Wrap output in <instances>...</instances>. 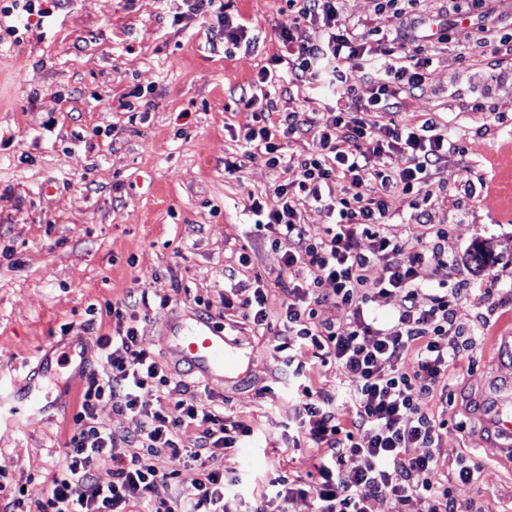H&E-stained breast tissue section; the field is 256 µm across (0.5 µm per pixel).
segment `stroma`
Wrapping results in <instances>:
<instances>
[{"label":"stroma","instance_id":"obj_1","mask_svg":"<svg viewBox=\"0 0 512 512\" xmlns=\"http://www.w3.org/2000/svg\"><path fill=\"white\" fill-rule=\"evenodd\" d=\"M223 2L253 27L251 47L225 53L196 18L170 25L160 0H67L43 26L17 20V41L0 47V386L23 389L40 367L49 393L45 411L0 431V473L31 497L47 487L87 378L66 353L96 359V339L112 331L107 304L140 286L149 306L138 336L165 364L171 397L188 389L253 429L251 447L230 461L236 475L260 488L273 475L313 469L315 449L288 445L293 407L271 348L282 328L279 283L304 272L280 266L271 233L255 229L247 207L298 179L293 158L318 133L289 143L290 162L275 169L243 159L241 138L253 123L241 97L280 53L281 30L300 41L312 31L294 25L283 0ZM379 2L343 0V16L369 31L417 27L432 59L424 91L400 96L398 119L438 114L463 146L436 168L434 183L448 191L428 204L433 221L451 227L444 248L454 265L418 275L466 282L459 317L483 331L451 367L448 406L428 403L448 419L434 454L450 472L462 457L478 463L473 480L454 489L470 512H512V460L484 445L475 415L489 378L512 375L492 346L512 332V127L476 112L472 92L485 86L483 98L512 114V56L464 54L466 20L450 41L428 37L429 23L454 19L448 0H417L399 22ZM135 86L147 89L149 107L132 116L119 100ZM95 127L100 136H91ZM231 157L243 163L228 175ZM481 246L483 266L473 260ZM243 253L267 290L270 328L261 337L224 318V276ZM202 313L225 326L239 353L225 375L187 372L177 357V327Z\"/></svg>","mask_w":512,"mask_h":512}]
</instances>
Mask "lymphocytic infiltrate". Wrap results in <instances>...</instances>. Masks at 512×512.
Here are the masks:
<instances>
[{
    "label": "lymphocytic infiltrate",
    "mask_w": 512,
    "mask_h": 512,
    "mask_svg": "<svg viewBox=\"0 0 512 512\" xmlns=\"http://www.w3.org/2000/svg\"><path fill=\"white\" fill-rule=\"evenodd\" d=\"M48 0H0V45L17 37L11 18L45 19L53 13ZM295 21L311 26L313 36L295 41L291 31L280 33L283 53L274 67L257 73L260 86H274L279 64H287L294 82L322 83L333 97L325 112L281 110L266 98L243 140L244 158L269 168L285 161V146L318 128L316 145L297 159V181L275 188L271 199H253L248 210L256 229L273 232L271 242L286 268L301 267L307 275L283 284L280 317L284 334L277 344L288 370V396L296 421L293 446L317 449L318 462L308 481L278 475L252 490L250 512H288L291 498L308 497L314 512H369L370 500L389 503L404 512L417 500L423 512H461L454 495L456 482H470L478 464L458 460L443 476L432 450L447 424L424 407L433 393H447L448 368L472 346L478 325L460 322L457 301L465 285L430 283L418 268L448 264L443 242L448 227L430 221L426 209H416L415 223L427 233L418 250H407L389 230L387 218L394 195L431 198L432 169L455 151L448 126L438 116L417 123L397 120L395 99L423 90L432 60L415 30L395 32L394 44L370 48L357 25L340 20L339 0H287ZM172 24L189 16L215 24L225 42L248 39L246 25L217 7L216 0H164ZM383 127V138L374 130ZM405 155L404 168L377 169L374 156ZM328 212L331 221L319 236L309 235L301 206ZM369 241L362 249L361 241ZM378 264L377 279L365 271ZM224 307L249 322L254 330L268 324L264 287L243 288L228 274ZM398 292L399 308L388 317L381 299ZM427 302H420V295ZM146 292H129L109 305L113 328L98 337L101 369L92 373L81 396L68 442L50 486L38 499L25 486L8 489L0 482V512H224V497L240 490L239 480H226L230 456L251 442V428L230 421L223 408L195 398L172 400L163 392L170 384L164 364L145 349L134 322ZM336 306L345 320L338 326L320 318L324 304ZM312 352L322 364L336 365L347 385L329 393L313 388L301 358ZM133 413L140 430L129 436L102 426L97 408ZM196 428L192 447L181 434ZM359 463L350 468L348 457ZM198 464V477L186 499L169 490L186 461ZM107 470L100 478L99 470Z\"/></svg>",
    "instance_id": "1"
}]
</instances>
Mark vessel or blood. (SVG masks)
<instances>
[{
	"instance_id": "vessel-or-blood-1",
	"label": "vessel or blood",
	"mask_w": 512,
	"mask_h": 512,
	"mask_svg": "<svg viewBox=\"0 0 512 512\" xmlns=\"http://www.w3.org/2000/svg\"><path fill=\"white\" fill-rule=\"evenodd\" d=\"M181 363L207 376L223 373L234 361V347L222 327L205 319L180 327L175 335ZM484 433L495 437L496 448L512 457V379L492 378L478 404Z\"/></svg>"
}]
</instances>
